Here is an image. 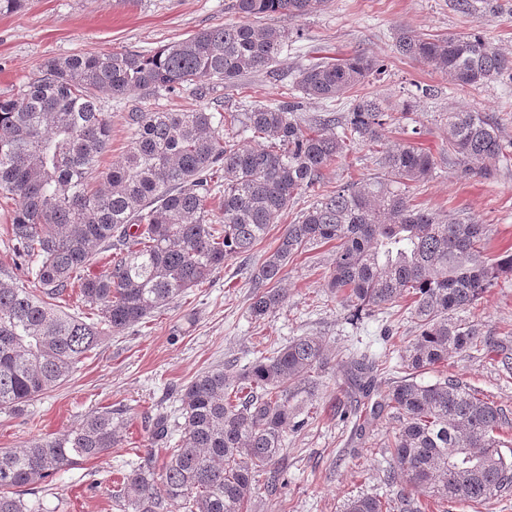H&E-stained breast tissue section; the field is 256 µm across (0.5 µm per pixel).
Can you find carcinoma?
<instances>
[{"instance_id": "1", "label": "carcinoma", "mask_w": 512, "mask_h": 512, "mask_svg": "<svg viewBox=\"0 0 512 512\" xmlns=\"http://www.w3.org/2000/svg\"><path fill=\"white\" fill-rule=\"evenodd\" d=\"M327 0H234L236 13L256 19L308 15ZM288 32L224 24L150 54L125 51L53 58L21 92L0 98V200L14 202L6 227L13 252L37 287L0 278V410H16L59 385L75 365L116 335L209 284L228 258L249 253L302 191L321 187L322 171L355 144L381 147L383 174L360 186L320 195L277 247L250 274L248 306L260 321L286 300L275 284L305 248L336 242L328 288L344 307L384 310L410 298L418 334L400 355L407 370L380 395L373 412L399 422L390 443L399 486L398 512H420L423 491L477 509L512 485V460L502 431L505 413L457 379L417 380L420 372L486 345L479 324L459 313L474 307L501 277L512 278V252L491 259L485 224L448 222L411 203L404 186L428 179L432 156L411 143L383 146L392 107L371 96L345 116L305 120L300 102L255 103L216 119L202 107L179 112L136 109L126 119L134 138L106 171L99 160L111 122L97 93L176 91L203 80L232 82L268 68ZM397 50L433 64L461 88L512 80V57L477 30L438 36L400 29ZM382 61L358 52L300 70L298 91L333 100L369 77ZM448 152L473 164L504 156L499 125L480 112L447 113ZM226 127L232 135L223 134ZM247 133L249 141L238 136ZM100 176L107 188L92 187ZM221 224L207 223V202L218 188ZM106 269L90 272L95 248ZM79 290L92 317L70 315L59 300ZM329 359L319 336H300L260 353L234 380L205 371L181 391L183 429L172 440L170 417L152 420L154 441L168 444L162 468L149 452L117 482L124 512H248L257 477L276 478L288 433L297 430L298 396L314 388L312 374ZM355 385L373 391L379 362H350ZM125 440L112 410L88 414L60 437L35 436L0 451V512H42L25 499L58 472L112 452ZM344 512H393L378 496L346 499Z\"/></svg>"}]
</instances>
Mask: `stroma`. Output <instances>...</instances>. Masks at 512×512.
I'll return each instance as SVG.
<instances>
[{
    "mask_svg": "<svg viewBox=\"0 0 512 512\" xmlns=\"http://www.w3.org/2000/svg\"><path fill=\"white\" fill-rule=\"evenodd\" d=\"M472 2L474 9L466 15L457 9L456 0H328L322 10L292 21L277 15L260 18V25L288 32L282 55L267 69L231 83L207 82L200 98L191 86L174 93L138 91L123 98L100 94L99 104L112 121V140L100 166L110 168L124 156L133 136L124 115L134 107L173 112L196 102L219 114L257 101H288L299 98L296 81L306 65L364 52L384 62V74L331 103L300 98L302 118L309 120L329 109L344 114L363 94L410 103L411 118L385 130L386 142L408 141L433 157L428 180L409 184L410 199L449 221L490 225L488 257L512 252V162L490 161L488 177H461L457 158L448 152L444 118L455 109L484 113L499 124L505 143H512V81L461 89L450 85L433 65L403 57L395 49L394 35L401 28L432 35L474 28L512 56V0ZM240 20L232 0H24L21 10L0 13V97L17 93L53 57L147 53ZM382 172L376 148L356 144L324 169L322 182L332 191L371 181ZM315 200L311 192L296 195L280 223L272 225L247 255L227 259L208 287L192 289L142 323L106 337L66 382L36 397L23 411L0 413V449L7 450L36 435L64 434L99 409L121 412L122 445L61 471L36 488L34 498L45 512H123L114 486L136 456L152 447L149 418L159 411L179 418L180 393L198 374L221 368L227 375H237L260 346L273 348L298 336L322 337L329 363L315 373L314 392L300 396L308 424L287 438L283 484L273 491L266 480H258L251 512H343L346 499L354 495L392 497L394 489L386 475L397 421L383 413L359 424L336 415L335 407L360 398L350 375L353 356L385 361L377 375L381 387L404 376L398 352L416 335L407 301L349 320L326 287L334 248L320 244L288 264L281 283L287 291L285 304L259 322L249 315L252 269L274 250L285 225ZM465 317L512 347V279L498 280ZM448 376L495 402L512 421V370L503 366L499 355L470 350L420 379L432 383Z\"/></svg>",
    "mask_w": 512,
    "mask_h": 512,
    "instance_id": "35a3bbf8",
    "label": "stroma"
}]
</instances>
